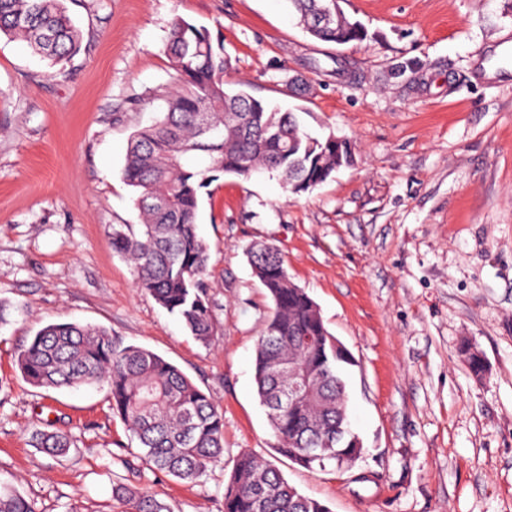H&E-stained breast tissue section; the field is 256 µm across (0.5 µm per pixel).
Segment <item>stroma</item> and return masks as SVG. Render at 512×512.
<instances>
[{"mask_svg":"<svg viewBox=\"0 0 512 512\" xmlns=\"http://www.w3.org/2000/svg\"><path fill=\"white\" fill-rule=\"evenodd\" d=\"M81 49L62 70L0 37V490L36 512H125L124 485L169 512H224L236 456L273 462L330 512H512V0H340L366 38L304 32L286 0H66ZM224 43L228 83L354 147L312 192L274 173L221 176L198 232L219 326L197 340L137 288L112 248L135 224L128 140L164 110L174 16ZM282 252L292 281L352 354L350 472L274 451L254 380L272 309L248 252ZM102 326L179 367L224 413V460L199 483L150 470L106 387L44 390L15 364L40 327ZM482 352L484 379L460 352ZM67 433V456L31 433Z\"/></svg>","mask_w":512,"mask_h":512,"instance_id":"stroma-1","label":"stroma"}]
</instances>
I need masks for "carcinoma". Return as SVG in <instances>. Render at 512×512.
<instances>
[{
  "label": "carcinoma",
  "mask_w": 512,
  "mask_h": 512,
  "mask_svg": "<svg viewBox=\"0 0 512 512\" xmlns=\"http://www.w3.org/2000/svg\"><path fill=\"white\" fill-rule=\"evenodd\" d=\"M303 17L321 20L318 40H363L362 29L336 27V0H288ZM0 35L21 39L55 67L80 50V36L64 0H0ZM166 50L175 72L163 94L166 112L131 134L124 179L137 192L142 224L112 228V247L130 258L137 287L176 315L199 341L218 332L205 272L209 248L197 233L202 190L218 174L249 177L277 173L286 192L306 193L332 177L352 152L349 142L314 137L293 112H282L242 88H228L224 43L210 30L177 16ZM254 276L273 308L255 354V384L277 437L275 452L293 463L339 472L362 458L361 439L347 420L342 370L354 359L327 329L319 307L294 284L281 251L259 245L249 251ZM462 355L473 376L488 369L471 345ZM23 379L37 388L101 384L112 411L138 439L152 470L194 484L224 456V414L176 365L134 344L123 345L104 327L78 322L40 327L17 355ZM307 373L309 390L288 398L294 373ZM37 447L60 456L73 440L37 430ZM127 512H168L157 500L126 487ZM0 512H35L17 493L0 494ZM224 512H330L300 493L273 464L238 454L224 486Z\"/></svg>",
  "instance_id": "1"
}]
</instances>
